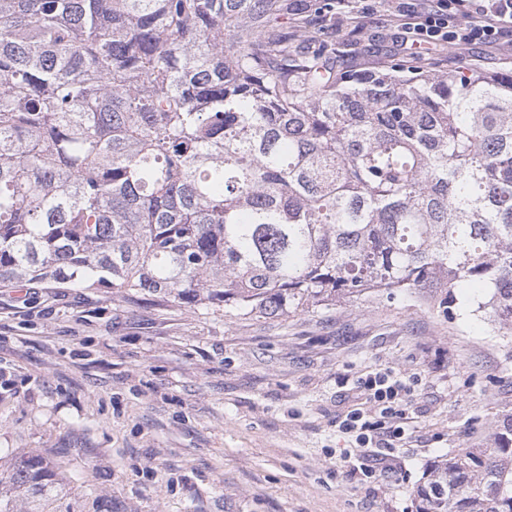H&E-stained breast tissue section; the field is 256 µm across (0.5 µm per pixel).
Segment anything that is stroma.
Instances as JSON below:
<instances>
[{
	"label": "stroma",
	"mask_w": 512,
	"mask_h": 512,
	"mask_svg": "<svg viewBox=\"0 0 512 512\" xmlns=\"http://www.w3.org/2000/svg\"><path fill=\"white\" fill-rule=\"evenodd\" d=\"M347 0L336 46L386 69L402 19ZM434 73L512 70V44L429 45ZM415 298L366 294L301 315L242 318L223 304L161 303L108 288L0 283V467L19 453L63 459L50 512H412L424 469L489 440L512 414V334ZM410 379L406 435L367 476L345 462L339 421L360 378Z\"/></svg>",
	"instance_id": "1"
}]
</instances>
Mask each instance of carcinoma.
I'll return each instance as SVG.
<instances>
[{"label":"carcinoma","mask_w":512,"mask_h":512,"mask_svg":"<svg viewBox=\"0 0 512 512\" xmlns=\"http://www.w3.org/2000/svg\"><path fill=\"white\" fill-rule=\"evenodd\" d=\"M328 0H0V282L245 315L427 294L512 331V74L349 71ZM66 464L19 453L33 503ZM414 512H512V415Z\"/></svg>","instance_id":"1"}]
</instances>
